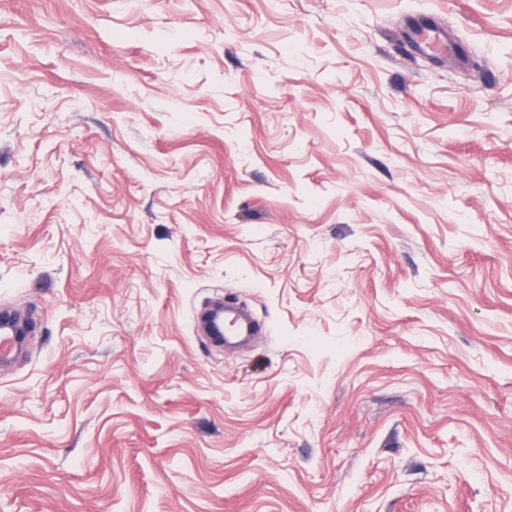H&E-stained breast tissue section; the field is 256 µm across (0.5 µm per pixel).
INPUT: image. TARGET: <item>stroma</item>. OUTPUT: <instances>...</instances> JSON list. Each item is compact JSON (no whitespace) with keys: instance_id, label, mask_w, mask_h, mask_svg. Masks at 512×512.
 <instances>
[{"instance_id":"obj_1","label":"stroma","mask_w":512,"mask_h":512,"mask_svg":"<svg viewBox=\"0 0 512 512\" xmlns=\"http://www.w3.org/2000/svg\"><path fill=\"white\" fill-rule=\"evenodd\" d=\"M0 307V512H512V0H0ZM424 34L423 28L416 26L414 31V39L411 44L412 48L418 52H428L436 47H443L446 45L448 39V32L437 26L427 28ZM259 330L258 322L251 315L232 306L224 308V346L256 336ZM16 317L8 311L1 312L0 318V357L7 359L18 346L15 329Z\"/></svg>"}]
</instances>
